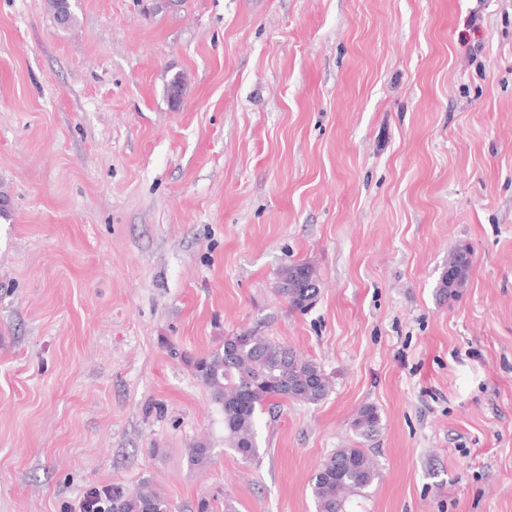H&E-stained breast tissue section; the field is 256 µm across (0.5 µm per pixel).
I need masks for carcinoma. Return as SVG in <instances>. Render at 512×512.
Masks as SVG:
<instances>
[{"instance_id": "carcinoma-1", "label": "carcinoma", "mask_w": 512, "mask_h": 512, "mask_svg": "<svg viewBox=\"0 0 512 512\" xmlns=\"http://www.w3.org/2000/svg\"><path fill=\"white\" fill-rule=\"evenodd\" d=\"M51 7L58 28L66 30L73 25L71 0H51ZM470 266V253L457 250L448 255V272L440 282L444 296L451 298L466 286ZM276 291L290 309H310L321 294L317 269L309 262L282 267L277 273ZM188 363L224 412V442L244 461L259 454V414L288 401L318 405L332 389L330 377L315 360L297 354L257 328L224 337L222 347ZM353 427L362 441L372 439L380 427L377 409L362 407ZM377 477V463L368 449H336L311 477L316 512H347L349 497L364 494ZM109 508L110 512H171L169 501L147 482L134 489L112 487Z\"/></svg>"}]
</instances>
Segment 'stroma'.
Returning <instances> with one entry per match:
<instances>
[{"mask_svg": "<svg viewBox=\"0 0 512 512\" xmlns=\"http://www.w3.org/2000/svg\"><path fill=\"white\" fill-rule=\"evenodd\" d=\"M75 13L0 0V512L144 482L316 512L366 405L379 477L348 512H512V0ZM296 261L305 313L275 291ZM256 326L333 387L261 415L245 462L189 361ZM470 253L457 250L448 255V270L441 278L440 288L444 297L452 298L455 296L458 288H465L468 278V271L471 266ZM455 274L454 279L448 277V273ZM317 269L309 262L291 263L277 273L276 291L293 311H306L321 294ZM353 427L362 439L361 442L371 440L380 427V415L377 409L370 405L362 407L354 419Z\"/></svg>", "mask_w": 512, "mask_h": 512, "instance_id": "obj_1", "label": "stroma"}]
</instances>
